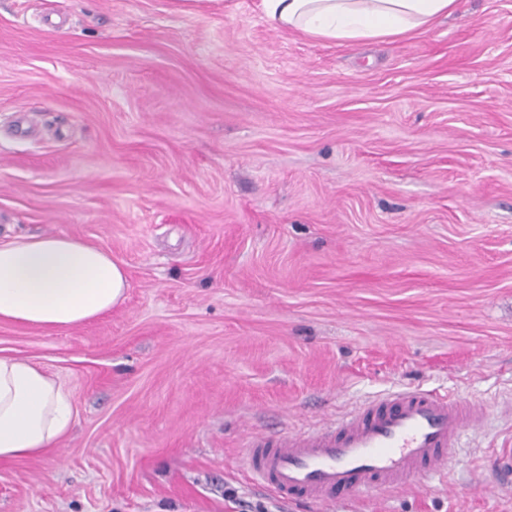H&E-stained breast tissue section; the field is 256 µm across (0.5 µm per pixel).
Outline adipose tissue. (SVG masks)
Returning <instances> with one entry per match:
<instances>
[{"mask_svg":"<svg viewBox=\"0 0 512 512\" xmlns=\"http://www.w3.org/2000/svg\"><path fill=\"white\" fill-rule=\"evenodd\" d=\"M276 27L339 43L395 39L451 15L457 0H260ZM127 288L123 264L63 235L0 244V322L46 331L110 312ZM73 426L71 396L36 362L0 356V462L46 455Z\"/></svg>","mask_w":512,"mask_h":512,"instance_id":"obj_1","label":"adipose tissue"}]
</instances>
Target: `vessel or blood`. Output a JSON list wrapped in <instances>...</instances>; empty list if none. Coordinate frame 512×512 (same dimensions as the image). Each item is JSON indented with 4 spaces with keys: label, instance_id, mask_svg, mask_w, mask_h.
<instances>
[{
    "label": "vessel or blood",
    "instance_id": "obj_1",
    "mask_svg": "<svg viewBox=\"0 0 512 512\" xmlns=\"http://www.w3.org/2000/svg\"><path fill=\"white\" fill-rule=\"evenodd\" d=\"M480 408L408 388L363 404L311 433L253 436L243 458L256 484L294 502H342L441 477Z\"/></svg>",
    "mask_w": 512,
    "mask_h": 512
}]
</instances>
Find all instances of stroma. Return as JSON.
Returning a JSON list of instances; mask_svg holds the SVG:
<instances>
[{
  "instance_id": "obj_1",
  "label": "stroma",
  "mask_w": 512,
  "mask_h": 512,
  "mask_svg": "<svg viewBox=\"0 0 512 512\" xmlns=\"http://www.w3.org/2000/svg\"><path fill=\"white\" fill-rule=\"evenodd\" d=\"M44 234L129 288L0 322L75 415L0 465V512H512V0L359 45L259 0H0V243ZM405 386L484 411L445 479L287 504L241 470Z\"/></svg>"
}]
</instances>
